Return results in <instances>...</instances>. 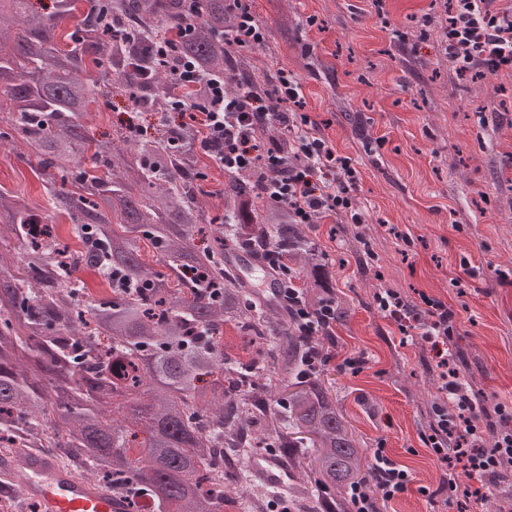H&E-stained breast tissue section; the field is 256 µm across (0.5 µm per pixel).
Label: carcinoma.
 Wrapping results in <instances>:
<instances>
[{
    "label": "carcinoma",
    "mask_w": 512,
    "mask_h": 512,
    "mask_svg": "<svg viewBox=\"0 0 512 512\" xmlns=\"http://www.w3.org/2000/svg\"><path fill=\"white\" fill-rule=\"evenodd\" d=\"M57 0L42 14L31 0H0V125L38 153L46 189L40 207L25 193H0V447L39 441L96 473L112 495L132 503L146 494L155 512H221L204 472L217 448H247L235 470L243 496L255 488L257 449L283 454L288 486H266L267 510L282 498L300 512H349L348 491L369 467L365 449L322 372L302 373L310 343L279 294L254 285L239 267L281 249L299 266L303 294L316 307L333 287L330 256L288 206L261 193L275 174L224 176L222 222H210L197 196V129L157 127L154 137L112 140L87 133L88 106L124 92L134 110L166 112L170 67L148 50L147 36L190 26L176 55L213 74L233 75L224 32L236 23L224 0ZM74 21L66 48L54 47L58 22ZM258 137L293 156L275 121ZM64 215L80 249L32 224ZM210 237L204 248L194 244ZM150 245L152 271L142 259ZM78 267L97 272L112 296L81 300ZM244 341H224L227 331Z\"/></svg>",
    "instance_id": "cac0c4a2"
}]
</instances>
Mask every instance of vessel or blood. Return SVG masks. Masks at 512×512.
<instances>
[{
	"instance_id": "b4317fda",
	"label": "vessel or blood",
	"mask_w": 512,
	"mask_h": 512,
	"mask_svg": "<svg viewBox=\"0 0 512 512\" xmlns=\"http://www.w3.org/2000/svg\"><path fill=\"white\" fill-rule=\"evenodd\" d=\"M0 471L23 477L27 495L41 512H126L127 502L78 481L55 465L47 454L0 458Z\"/></svg>"
}]
</instances>
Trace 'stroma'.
Masks as SVG:
<instances>
[{
	"mask_svg": "<svg viewBox=\"0 0 512 512\" xmlns=\"http://www.w3.org/2000/svg\"><path fill=\"white\" fill-rule=\"evenodd\" d=\"M245 2L269 38L239 50L240 67L292 73L303 113L359 172L365 243L342 214L312 226L350 309L334 327L324 378L365 448L384 443L413 478L380 512H457L417 491L437 487L441 475L422 440L439 382L428 346L401 344L374 307L375 278L409 300L425 295L453 308L454 350L472 388L512 403V73L460 86L440 20L422 22L431 0ZM35 168L33 148L0 140V190L43 203ZM466 269L471 277L455 286ZM358 352L364 369L342 372Z\"/></svg>",
	"mask_w": 512,
	"mask_h": 512,
	"instance_id": "1",
	"label": "stroma"
}]
</instances>
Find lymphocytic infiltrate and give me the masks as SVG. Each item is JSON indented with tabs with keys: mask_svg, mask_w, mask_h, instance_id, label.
<instances>
[{
	"mask_svg": "<svg viewBox=\"0 0 512 512\" xmlns=\"http://www.w3.org/2000/svg\"><path fill=\"white\" fill-rule=\"evenodd\" d=\"M237 10V24L225 33L229 49L263 44L266 30L240 0H226ZM442 43L448 61L459 79H474L491 72H512V5L499 0H452L441 26ZM176 84L193 89L206 86L205 99L174 97L170 112L158 114L157 121L169 123L171 112L180 113L199 130L198 150L211 155L224 171L266 169L276 179L263 183L264 195L288 206L292 223L310 224L315 217L343 214L351 223L365 221L357 207L354 190L358 171L350 160L300 114L302 87L287 72H279L277 102H270L251 87L227 92L224 81L206 74L191 61L171 62ZM273 120L293 137L297 153L308 160L299 165L287 159L276 146L258 138L260 123ZM270 268L281 271L284 295L302 335L326 336L336 323V300L325 297L309 307L295 278L285 268L278 249L267 251ZM377 311L393 320L405 340L415 338L430 344L434 369L440 381L439 400L432 408L427 443L441 465V478L433 497L444 502L476 506L482 504L504 463H512V405L490 402L474 393L450 351L457 332L456 314L447 304L429 297L413 303L399 292L387 289L374 296ZM496 414L492 446H485L478 432L481 418ZM469 482H461L460 474ZM411 483L407 470L392 460L384 448L373 451L370 477L352 486V512H376L378 501H390L404 494Z\"/></svg>",
	"mask_w": 512,
	"mask_h": 512,
	"instance_id": "f902f5d3",
	"label": "lymphocytic infiltrate"
}]
</instances>
